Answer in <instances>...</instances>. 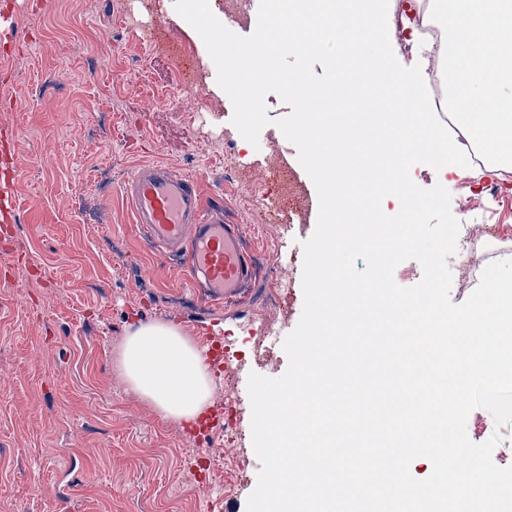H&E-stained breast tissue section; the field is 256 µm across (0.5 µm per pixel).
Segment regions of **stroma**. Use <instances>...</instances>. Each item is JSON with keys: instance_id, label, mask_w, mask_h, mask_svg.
I'll use <instances>...</instances> for the list:
<instances>
[{"instance_id": "1", "label": "stroma", "mask_w": 512, "mask_h": 512, "mask_svg": "<svg viewBox=\"0 0 512 512\" xmlns=\"http://www.w3.org/2000/svg\"><path fill=\"white\" fill-rule=\"evenodd\" d=\"M16 35H0V128L14 142L0 152V176H14L15 217L0 221V507L5 512H205L206 487L222 488L233 512H246L260 461L251 434L250 373L277 378L288 366L281 340L261 342L267 327L249 283L244 299L219 306L188 283L183 260L158 257L120 196L140 167L162 163L198 177L207 203L241 225L251 254L289 265L276 326L290 334L303 309L301 230L315 231L317 192L296 147L275 126L290 114L266 97L270 125L258 145L231 122L233 106L198 32L174 0H0ZM137 14L145 30L193 46L200 80L168 100L174 76L167 56L129 35L121 18ZM278 142L301 185L302 221L268 231L267 215L284 192L257 180ZM224 166L216 176L215 163ZM429 189L474 199L457 212L464 224L512 225V182L498 196L494 177L411 169ZM512 259V238L477 240L464 268H453L451 300L464 302L486 266ZM164 321L194 342L216 337L238 358L239 372L215 373L213 404L229 401L236 429L216 457L204 436L162 418L131 388L117 357L131 325ZM471 441L503 440L493 461L512 466V424L496 427L474 409Z\"/></svg>"}]
</instances>
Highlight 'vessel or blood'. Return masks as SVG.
Here are the masks:
<instances>
[{"instance_id":"1","label":"vessel or blood","mask_w":512,"mask_h":512,"mask_svg":"<svg viewBox=\"0 0 512 512\" xmlns=\"http://www.w3.org/2000/svg\"><path fill=\"white\" fill-rule=\"evenodd\" d=\"M133 221L159 256H186L191 284L205 288L217 304L242 298L254 274L243 249L239 225L226 223L224 211L204 204L198 178L156 164L135 171L123 187ZM211 369L232 370L233 361L220 341L204 347Z\"/></svg>"}]
</instances>
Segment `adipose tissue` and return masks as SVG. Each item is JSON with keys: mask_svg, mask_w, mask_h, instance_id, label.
Masks as SVG:
<instances>
[{"mask_svg": "<svg viewBox=\"0 0 512 512\" xmlns=\"http://www.w3.org/2000/svg\"><path fill=\"white\" fill-rule=\"evenodd\" d=\"M118 367L164 417L192 423L211 401L213 381L204 352L174 325L149 321L133 326Z\"/></svg>", "mask_w": 512, "mask_h": 512, "instance_id": "obj_1", "label": "adipose tissue"}]
</instances>
